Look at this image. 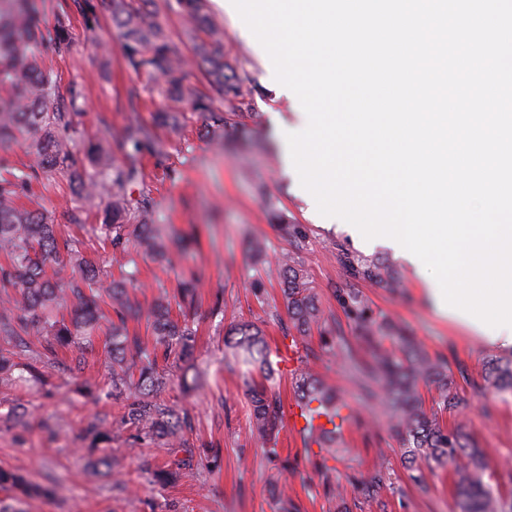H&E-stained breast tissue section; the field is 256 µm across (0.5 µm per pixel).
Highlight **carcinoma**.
Instances as JSON below:
<instances>
[{"label":"carcinoma","instance_id":"cac0c4a2","mask_svg":"<svg viewBox=\"0 0 512 512\" xmlns=\"http://www.w3.org/2000/svg\"><path fill=\"white\" fill-rule=\"evenodd\" d=\"M174 2L195 40L196 60L204 66L205 93L190 92L185 86L183 52L167 28L152 19L155 0H72L61 8L51 31L44 29L34 0H0V140L17 131L25 133L31 156L19 165L0 161V378L40 380L41 356L33 354V339L44 340V350L50 355L58 348L82 353L93 349L100 331H106L112 360V391L107 397L121 403L118 429L128 432L132 447L177 445L185 453L149 471L150 481L161 486L192 471L195 451L182 441L192 420L159 401L157 392L172 356L193 372V381L203 379L194 364L196 331L191 326L200 307L199 279H181L173 296H158L145 312L129 292L136 271L128 272L126 267L136 265L134 246L173 264L194 243L196 233L182 235L173 245L164 225L154 217L142 160L149 155L161 162L168 155V144L156 126L134 123L115 132L108 129L103 139L85 143L81 154L72 151L82 115L83 86L74 84L67 97L60 96L57 77L44 64L39 48L58 55L68 53L73 43L71 14H78L85 29L92 31L107 12L121 35L126 69L161 78L168 102L161 122L177 123L188 100L193 111L213 124L240 126L237 118L250 110L252 79L224 50V28L209 15L206 0ZM114 139L125 147L120 159L112 157ZM64 171L70 172L78 196L108 198L94 231L110 246L112 261L124 271L120 279L104 281L85 256L82 242L59 241L51 215L39 201L29 200V207L19 204L35 184L45 191L53 188L56 174ZM132 186L139 187L137 200L128 194ZM340 261L359 279L384 288L399 287L394 266L386 259L363 258L343 250ZM278 275L288 315V323L281 324L284 337L291 338L294 347L303 346L306 357L316 359L317 353L308 345L312 328L324 333L326 345L329 335L342 332L327 325L298 261L283 262ZM344 303L354 339L370 356L360 370L365 396L384 410L388 428L402 442L404 463L410 468L421 463L430 469L452 466L459 512H505V503L486 480L483 450L471 447L463 424L446 429L439 422L442 411L462 413L468 408L444 364L390 319L369 315L357 293L348 292ZM143 317L151 329L150 341L129 328V323ZM224 348V358L262 376L261 381L248 383L253 407L250 432L274 461L282 404L279 393L268 384L273 368L263 331L252 324H236L224 337ZM485 382L503 396L512 395V358L492 360ZM292 383L297 399L308 404L340 403L333 411V417L340 420L336 428L355 419L351 410L341 414L346 404L310 366L296 369ZM421 383L434 391L429 410L418 396ZM84 436L88 462L109 475L120 473L118 461L105 452L114 438L112 427L93 420L84 428ZM383 481L378 463L349 484L376 499ZM0 492L5 494L0 512H23L19 505L26 499L49 498L47 490L32 487L23 475L4 470H0Z\"/></svg>","mask_w":512,"mask_h":512}]
</instances>
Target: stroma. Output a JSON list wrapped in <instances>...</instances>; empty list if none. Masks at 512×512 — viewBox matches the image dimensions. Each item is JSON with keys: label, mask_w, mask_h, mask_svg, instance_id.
Segmentation results:
<instances>
[{"label": "stroma", "mask_w": 512, "mask_h": 512, "mask_svg": "<svg viewBox=\"0 0 512 512\" xmlns=\"http://www.w3.org/2000/svg\"><path fill=\"white\" fill-rule=\"evenodd\" d=\"M209 9L224 28L230 55L252 78L251 115L243 131L225 133L220 140L203 133V118L193 111L187 112L181 129H160L169 144L166 164L146 163L155 217L178 230L196 229L198 243L175 268L139 254L134 295L146 307L160 292L174 291L183 274L199 276L203 288L196 318V358L205 381L196 391L183 393L179 387L183 366L172 362L160 397L189 412L191 442L219 449L220 459L214 465L196 462L191 477L162 488L149 482L146 469L162 463L167 449H132L118 436L109 452L121 461V480L92 470L83 457L81 429L92 419L112 422L118 413L104 396L110 386L111 360L101 342L82 357L73 350L61 352L45 360L42 381L0 384V402L25 409L21 421L0 419V469L20 472L54 489L52 501L28 500L25 512H277L271 483L278 470L249 435L251 405L243 375L224 361V336L237 323L259 326L271 350L289 344L278 322L285 307L274 312L261 308L249 290L259 272L294 251L270 219L272 205L302 230L299 257L324 316L343 319L339 294L359 287L373 315L401 324L431 356L442 357L452 374L469 376L471 383L464 388L471 400L467 431L484 449L505 498L512 499V396L504 398L482 386L494 352L484 348L478 333L432 310L419 278L395 250L365 242L339 218L310 211L295 174L286 173L283 164L286 136L298 132L304 117L298 98L281 96L257 53L258 41L243 39L236 19L214 2ZM73 36L68 54L48 56L46 62L61 76L60 95H67L72 84L83 85L81 130L93 134L107 126L150 121L164 104L158 79L125 70L123 45L110 22L102 21L89 32L81 21H74ZM168 166L177 170L176 179L165 176ZM56 183V190L44 194L42 204L58 234L82 241L86 256L101 272L115 274L110 252L91 224L69 221L73 207L85 206L92 214L98 201L85 203L72 195L69 173H60ZM255 238L266 240V256L252 252L250 242ZM344 249L363 257L389 258L399 274L400 288L390 291L356 283L338 260ZM218 300L224 304L220 316L212 311ZM311 345L322 351L320 376L338 388L357 416L343 433V451L336 459L305 454L299 436L290 428L281 430L277 446L294 469L288 492L300 512H337L336 500L325 493L318 463H326L330 476L343 482L378 461L387 466L379 502L351 488L345 495L348 512H458L452 467L426 472L425 487H418L412 471L401 464V444L390 433L382 410L364 402L355 365L366 361L365 351L355 349L349 361L340 346L325 349L317 339Z\"/></svg>", "instance_id": "1"}]
</instances>
